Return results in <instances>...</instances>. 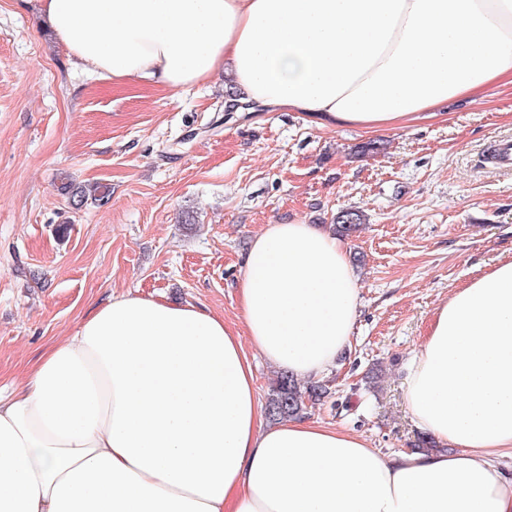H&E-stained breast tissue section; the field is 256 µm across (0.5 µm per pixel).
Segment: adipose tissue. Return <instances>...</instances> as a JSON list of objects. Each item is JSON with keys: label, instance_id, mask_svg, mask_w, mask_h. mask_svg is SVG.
<instances>
[{"label": "adipose tissue", "instance_id": "1", "mask_svg": "<svg viewBox=\"0 0 512 512\" xmlns=\"http://www.w3.org/2000/svg\"><path fill=\"white\" fill-rule=\"evenodd\" d=\"M84 71L227 109L381 131L512 85V0H33ZM241 328L126 294L98 304L0 397V512H512V260L455 288L406 379L436 449L393 456L304 419L264 425L254 359L307 380L351 343L346 242L254 236Z\"/></svg>", "mask_w": 512, "mask_h": 512}]
</instances>
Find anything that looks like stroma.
<instances>
[{
    "instance_id": "35a3bbf8",
    "label": "stroma",
    "mask_w": 512,
    "mask_h": 512,
    "mask_svg": "<svg viewBox=\"0 0 512 512\" xmlns=\"http://www.w3.org/2000/svg\"><path fill=\"white\" fill-rule=\"evenodd\" d=\"M503 137L508 86L373 134L306 112L225 111L220 74L176 90L97 79L31 0H0V389L112 296L239 323L248 242L270 224L329 229L352 209L355 331L307 417L385 454L410 450L421 430L404 381L435 309L512 260V171L489 162ZM372 140L381 150L361 153ZM95 183L107 204H71V187ZM337 233L342 236H353L360 229L362 224V214L356 210H341L334 218Z\"/></svg>"
}]
</instances>
